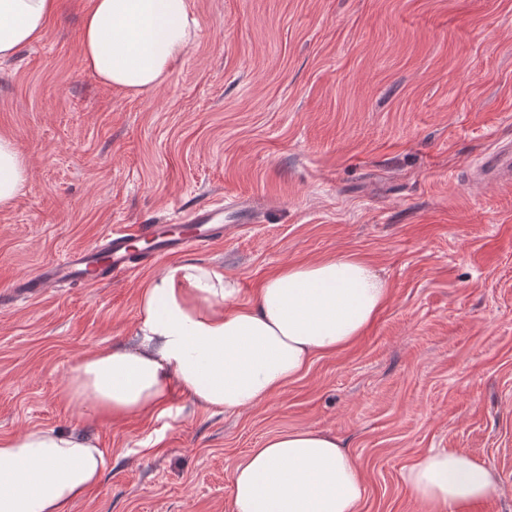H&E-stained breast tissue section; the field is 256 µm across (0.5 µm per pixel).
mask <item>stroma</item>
Here are the masks:
<instances>
[{
    "label": "stroma",
    "mask_w": 512,
    "mask_h": 512,
    "mask_svg": "<svg viewBox=\"0 0 512 512\" xmlns=\"http://www.w3.org/2000/svg\"><path fill=\"white\" fill-rule=\"evenodd\" d=\"M199 26L166 80L135 95L81 61L89 0H57L43 38L0 63V136L28 171L0 210V438L89 433L102 482L70 512H230L235 465L308 428L360 461L359 512H417L402 473L454 450L512 512V0H193ZM233 196L255 208L183 253L255 297L294 262L365 256L391 294L346 350L254 408L88 420L63 395L90 351L130 341L139 292L170 258L111 284L28 300L11 284L123 224ZM512 168L511 150L489 153L482 161V169L487 175H498L502 172L510 174Z\"/></svg>",
    "instance_id": "35a3bbf8"
}]
</instances>
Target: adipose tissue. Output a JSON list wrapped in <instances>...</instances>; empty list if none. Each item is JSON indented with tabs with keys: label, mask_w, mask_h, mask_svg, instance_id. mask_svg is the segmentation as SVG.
<instances>
[{
	"label": "adipose tissue",
	"mask_w": 512,
	"mask_h": 512,
	"mask_svg": "<svg viewBox=\"0 0 512 512\" xmlns=\"http://www.w3.org/2000/svg\"><path fill=\"white\" fill-rule=\"evenodd\" d=\"M57 0H0V61L40 40ZM197 24L192 0H91L81 18L83 65L98 81L145 93L165 80ZM26 182L0 137V208ZM237 281L193 262L169 265L142 289L134 338L93 350L71 368L64 395L87 417L161 415L180 390L207 409L252 408L299 379L318 356L357 341L390 288L346 252L267 274L252 302ZM105 455L88 435L53 428L0 438V512H68L96 487ZM419 512H460L496 488L493 472L452 450L420 454L403 474ZM356 456L336 436L293 429L266 438L232 473L231 512H358Z\"/></svg>",
	"instance_id": "1"
}]
</instances>
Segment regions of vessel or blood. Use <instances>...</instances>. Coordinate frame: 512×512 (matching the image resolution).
I'll list each match as a JSON object with an SVG mask.
<instances>
[{"instance_id":"b4317fda","label":"vessel or blood","mask_w":512,"mask_h":512,"mask_svg":"<svg viewBox=\"0 0 512 512\" xmlns=\"http://www.w3.org/2000/svg\"><path fill=\"white\" fill-rule=\"evenodd\" d=\"M224 209L217 201L205 208L176 214V221L197 225V233L163 236L153 224L118 226L93 244L76 248L59 261H49L36 274L15 281L13 291L19 296H35L73 283L99 285L113 277L148 265L156 258L196 250L220 240L223 225L217 219Z\"/></svg>"}]
</instances>
